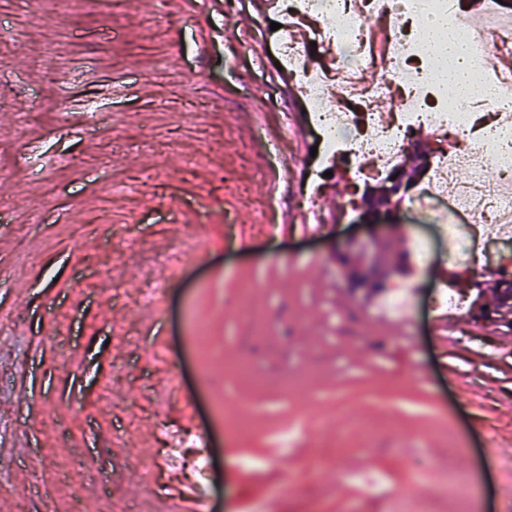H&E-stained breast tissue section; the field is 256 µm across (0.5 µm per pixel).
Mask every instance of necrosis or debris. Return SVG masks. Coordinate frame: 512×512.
Listing matches in <instances>:
<instances>
[{
	"label": "necrosis or debris",
	"mask_w": 512,
	"mask_h": 512,
	"mask_svg": "<svg viewBox=\"0 0 512 512\" xmlns=\"http://www.w3.org/2000/svg\"><path fill=\"white\" fill-rule=\"evenodd\" d=\"M418 15L416 0H285L278 15L280 58L305 102L315 107L321 158L342 155L356 178L381 179L401 167L416 126L436 133L435 160L406 205L413 214L431 216L449 253L466 262L476 253L477 230L489 226L499 238L512 239V121H498L472 138V101L450 98L426 74L427 35L411 25ZM366 17L382 25L384 56L370 49ZM308 18L318 21L315 41L295 47L286 25ZM463 35L475 80L494 89L496 106H512V74L496 64L497 55L512 52V22L467 23ZM319 46L333 53L335 73L305 67V57ZM378 69L389 80H378ZM390 92L392 114L377 112L378 99ZM492 168L502 171V179H489Z\"/></svg>",
	"instance_id": "obj_1"
}]
</instances>
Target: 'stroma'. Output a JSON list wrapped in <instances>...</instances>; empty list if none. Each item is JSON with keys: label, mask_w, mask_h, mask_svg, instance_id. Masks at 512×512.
<instances>
[{"label": "stroma", "mask_w": 512, "mask_h": 512, "mask_svg": "<svg viewBox=\"0 0 512 512\" xmlns=\"http://www.w3.org/2000/svg\"><path fill=\"white\" fill-rule=\"evenodd\" d=\"M268 26L252 0H0V512H167L191 476L164 424L207 436L213 512H500L512 319L443 330L428 305L495 310L497 274L390 203L370 221L413 306L351 290L336 255L367 231L337 168L299 222L312 143ZM174 252L167 297L137 303Z\"/></svg>", "instance_id": "35a3bbf8"}]
</instances>
